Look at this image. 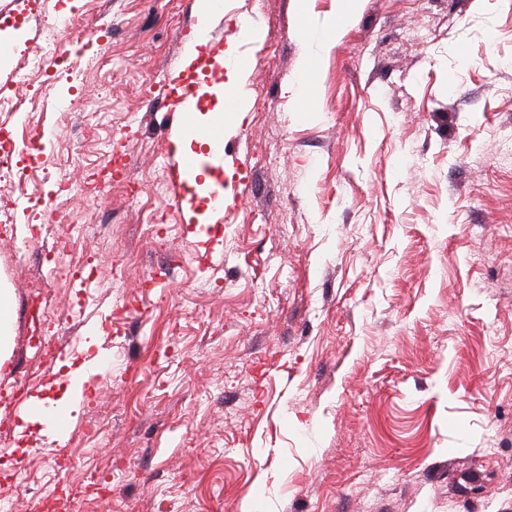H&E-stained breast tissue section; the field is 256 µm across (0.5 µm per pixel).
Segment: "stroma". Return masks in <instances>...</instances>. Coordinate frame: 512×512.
<instances>
[{"label": "stroma", "instance_id": "35a3bbf8", "mask_svg": "<svg viewBox=\"0 0 512 512\" xmlns=\"http://www.w3.org/2000/svg\"><path fill=\"white\" fill-rule=\"evenodd\" d=\"M20 3L0 98L33 93L18 125L50 141L27 183L39 209L0 178V449L16 472L0 498L17 512H512V166L497 155L512 0H358L305 76L336 0H224L211 39L248 67L247 110L210 167L220 214L176 174L175 86L201 79L181 67L196 0L0 12ZM54 21L79 78L20 83L12 70ZM63 180L95 189L60 216ZM49 339L68 352L46 366ZM91 364L53 445L10 395L62 402ZM11 303L8 295L0 290V367L7 358L10 347Z\"/></svg>", "mask_w": 512, "mask_h": 512}]
</instances>
